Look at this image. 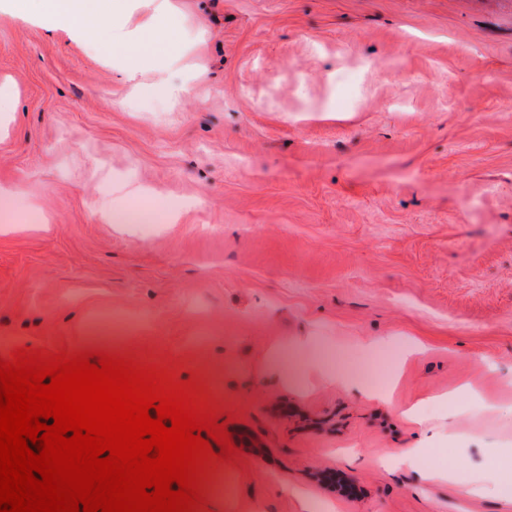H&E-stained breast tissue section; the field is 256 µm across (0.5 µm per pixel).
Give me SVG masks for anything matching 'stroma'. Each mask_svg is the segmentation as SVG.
Segmentation results:
<instances>
[{"label": "stroma", "instance_id": "obj_1", "mask_svg": "<svg viewBox=\"0 0 512 512\" xmlns=\"http://www.w3.org/2000/svg\"><path fill=\"white\" fill-rule=\"evenodd\" d=\"M169 3L205 44L174 103L130 99L111 58L0 0V186L20 200L0 337L56 353L94 315L146 316L112 353L172 366L266 447L225 463L231 512H298L295 488L338 512H512V0ZM118 181L208 203L148 237L99 220ZM300 336L339 382L264 372ZM460 458L497 489L461 497Z\"/></svg>", "mask_w": 512, "mask_h": 512}]
</instances>
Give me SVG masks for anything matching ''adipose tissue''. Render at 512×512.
I'll return each instance as SVG.
<instances>
[{
	"mask_svg": "<svg viewBox=\"0 0 512 512\" xmlns=\"http://www.w3.org/2000/svg\"><path fill=\"white\" fill-rule=\"evenodd\" d=\"M152 15L146 22L131 27L126 23L101 25L105 16L124 14L123 0H13V7L25 15L38 11L41 15L64 22L70 31L84 38L96 52L119 55L127 63L123 80L132 94L146 93L172 102L187 93L186 84L175 82L171 66L179 58L186 36L168 0H149ZM149 70L154 74L150 84L138 82L137 76ZM312 349L311 338L268 354L265 366L284 382L293 383Z\"/></svg>",
	"mask_w": 512,
	"mask_h": 512,
	"instance_id": "adipose-tissue-1",
	"label": "adipose tissue"
}]
</instances>
